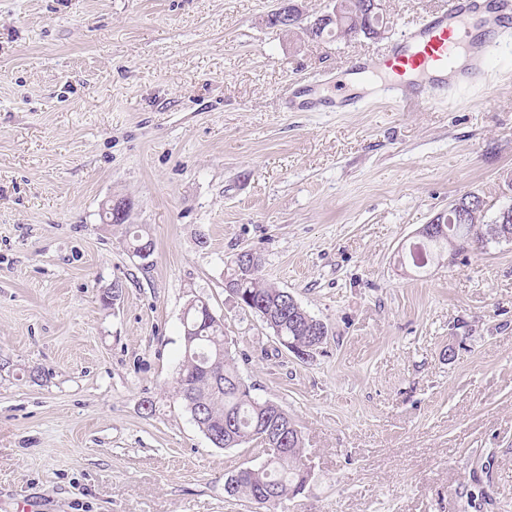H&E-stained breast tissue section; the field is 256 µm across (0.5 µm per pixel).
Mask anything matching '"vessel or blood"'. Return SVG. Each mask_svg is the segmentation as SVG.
<instances>
[{
	"mask_svg": "<svg viewBox=\"0 0 512 512\" xmlns=\"http://www.w3.org/2000/svg\"><path fill=\"white\" fill-rule=\"evenodd\" d=\"M511 36L512 0H450L385 49L354 57L350 71L371 79L374 99L435 104L451 91L484 83L491 59ZM288 104L293 111L352 112L361 101L343 93L314 97L309 83L298 81Z\"/></svg>",
	"mask_w": 512,
	"mask_h": 512,
	"instance_id": "1",
	"label": "vessel or blood"
}]
</instances>
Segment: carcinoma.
<instances>
[{
	"label": "carcinoma",
	"mask_w": 512,
	"mask_h": 512,
	"mask_svg": "<svg viewBox=\"0 0 512 512\" xmlns=\"http://www.w3.org/2000/svg\"><path fill=\"white\" fill-rule=\"evenodd\" d=\"M348 4V20L324 31L329 38L365 36V0H344ZM490 205L469 213L467 220L446 223L447 233L414 244L409 250L411 262L425 268L440 252H460L469 247L484 248L492 242L489 229L501 223L500 212L487 217ZM128 251L140 258L145 246H153L143 230H126ZM261 257L252 251H241L225 262L224 281L241 301L240 307L259 317L269 315L285 340L306 346L315 339L312 324L295 316L285 307L284 290L264 283L260 277ZM203 300L194 301L183 331L184 359L175 381V395L190 413L193 421L209 441L217 440L224 448H237L256 443L271 449L267 469L253 474L243 469L230 477L228 495L253 499L272 488L277 495L266 501L265 512H276L288 492L306 483L303 463V441L293 419L281 406L255 400L239 376L234 358L224 339V321L208 312Z\"/></svg>",
	"instance_id": "obj_1"
}]
</instances>
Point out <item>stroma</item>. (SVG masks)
<instances>
[{"label": "stroma", "instance_id": "35a3bbf8", "mask_svg": "<svg viewBox=\"0 0 512 512\" xmlns=\"http://www.w3.org/2000/svg\"><path fill=\"white\" fill-rule=\"evenodd\" d=\"M446 2L387 0L377 41L269 28L273 0H0V512H255L225 482L260 446L214 447L173 392L197 299L301 432L285 512H512V242L401 259L466 193L512 204V44L490 97L282 106ZM243 250L327 324L313 356L226 292ZM295 88L288 93L289 109L310 112H352L360 107L362 99L344 93L336 95H320L309 98L310 83L297 81L292 83Z\"/></svg>", "mask_w": 512, "mask_h": 512}]
</instances>
